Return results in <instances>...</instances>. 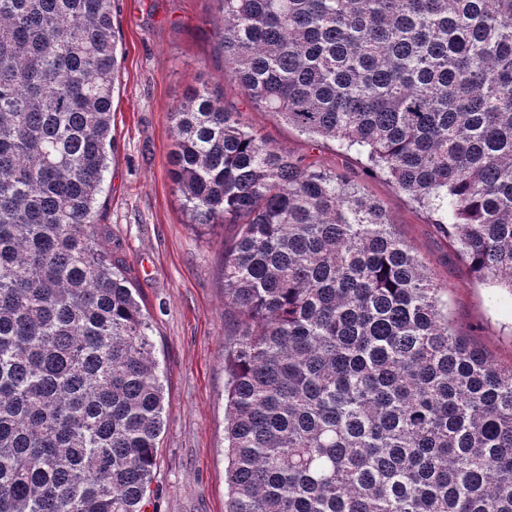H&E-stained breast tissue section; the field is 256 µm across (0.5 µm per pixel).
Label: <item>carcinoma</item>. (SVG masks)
<instances>
[{
    "mask_svg": "<svg viewBox=\"0 0 512 512\" xmlns=\"http://www.w3.org/2000/svg\"><path fill=\"white\" fill-rule=\"evenodd\" d=\"M241 95L355 152L512 295V0H219ZM115 0H0V512H145L152 324L99 248ZM224 251L226 512H512V364L457 334L382 206L244 127L171 112Z\"/></svg>",
    "mask_w": 512,
    "mask_h": 512,
    "instance_id": "cac0c4a2",
    "label": "carcinoma"
}]
</instances>
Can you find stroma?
<instances>
[{
	"mask_svg": "<svg viewBox=\"0 0 512 512\" xmlns=\"http://www.w3.org/2000/svg\"><path fill=\"white\" fill-rule=\"evenodd\" d=\"M217 0H118L122 56L112 100L116 149L94 222L103 252L137 290L164 374L166 427L147 512H225L224 342L237 317L224 305V250L237 227L188 225L171 179L170 114L204 85L241 123L378 201L430 276L448 289L453 330L512 362V295L480 282L429 215L356 154L311 140L248 104L224 66Z\"/></svg>",
	"mask_w": 512,
	"mask_h": 512,
	"instance_id": "stroma-1",
	"label": "stroma"
}]
</instances>
